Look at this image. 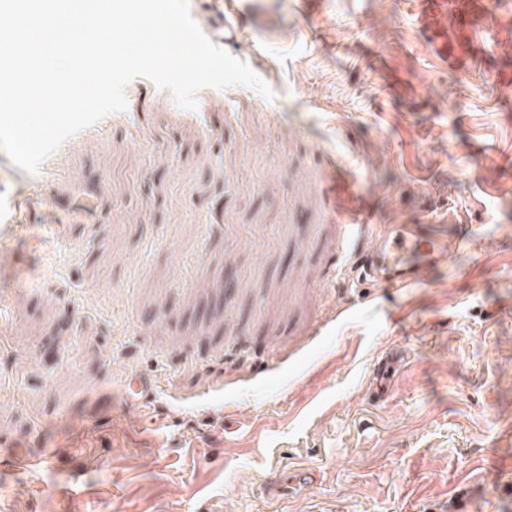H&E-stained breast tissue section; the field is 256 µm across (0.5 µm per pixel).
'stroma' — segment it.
I'll use <instances>...</instances> for the list:
<instances>
[{
  "label": "stroma",
  "instance_id": "stroma-1",
  "mask_svg": "<svg viewBox=\"0 0 512 512\" xmlns=\"http://www.w3.org/2000/svg\"><path fill=\"white\" fill-rule=\"evenodd\" d=\"M251 3L190 10L273 98L202 88L183 111L138 78L35 174L0 152V512H274L264 481L297 467L319 483L288 512H512L502 9L457 70L411 0ZM357 204L444 225L445 269L325 287ZM395 345L406 362L369 396ZM135 373L176 411L139 412Z\"/></svg>",
  "mask_w": 512,
  "mask_h": 512
}]
</instances>
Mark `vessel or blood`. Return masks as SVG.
Segmentation results:
<instances>
[{
  "label": "vessel or blood",
  "instance_id": "vessel-or-blood-1",
  "mask_svg": "<svg viewBox=\"0 0 512 512\" xmlns=\"http://www.w3.org/2000/svg\"><path fill=\"white\" fill-rule=\"evenodd\" d=\"M484 0H414L413 14L419 28L435 42L438 56L448 67H459L470 55L467 41L456 44L453 53H446L443 42L448 36L445 19H452L456 29L463 33L473 30L485 15ZM445 250L431 224H389L376 230L366 223L362 210L349 213L338 227L335 254L328 276L339 280L349 270L359 273L361 282L370 286L409 288L418 284L420 272L443 264ZM403 358L402 352L392 351L374 365L376 382L374 396L384 393L383 380L390 369ZM129 399L141 400L151 405L160 396L156 384L149 376L133 375L123 385ZM317 482V475L309 469H296L270 476L264 485L268 497L284 498L295 491L310 489Z\"/></svg>",
  "mask_w": 512,
  "mask_h": 512
}]
</instances>
